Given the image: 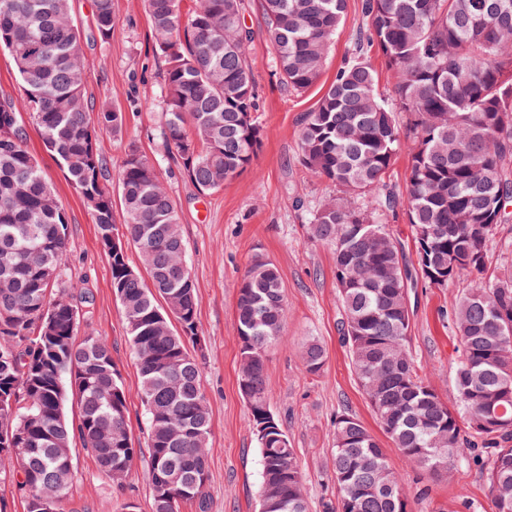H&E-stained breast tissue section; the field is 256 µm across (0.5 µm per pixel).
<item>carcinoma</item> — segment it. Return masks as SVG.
Here are the masks:
<instances>
[{
	"instance_id": "cac0c4a2",
	"label": "carcinoma",
	"mask_w": 512,
	"mask_h": 512,
	"mask_svg": "<svg viewBox=\"0 0 512 512\" xmlns=\"http://www.w3.org/2000/svg\"><path fill=\"white\" fill-rule=\"evenodd\" d=\"M163 66L162 137L196 189L211 194L249 167L261 147L256 93L241 23L244 0H145ZM346 0H263L280 84L302 93L319 81ZM366 29L352 56L300 118L305 169L336 186L314 211L308 239L332 247L350 366L383 443L356 417L334 427L337 512H409L389 453L433 475L459 459L477 464L495 512H512V239L500 237L512 205V0H364ZM95 30L112 37V0H94ZM80 31L69 0H0V50L13 59L23 96L0 104V350L22 360L0 367V480L24 476L27 512L50 501L62 512L73 480L74 438L116 481L142 449L128 427L127 393L99 336L77 339L78 304L63 306L69 224L28 150L20 113L81 195L111 267L141 379L148 418L153 512L192 503L207 512L211 418L190 347L198 341L195 286L185 263L177 206L157 168L131 145L119 169L126 222L112 220V190L92 140L122 131L126 115L91 117ZM393 73L395 97L376 89L365 48ZM405 114V123L396 114ZM408 151L405 192L386 176ZM403 208L415 257L381 218ZM434 229L426 242L419 228ZM123 229L147 277L112 246ZM501 263L487 275L493 250ZM434 288L462 275L471 288L448 315L460 343L456 396L444 401L409 351L412 270ZM288 308L279 272L256 259L238 288V389L250 421L269 411L268 347L282 339ZM306 374L325 366L316 341L302 349ZM75 399L77 421L66 417ZM259 512H308L305 478L280 421L257 436Z\"/></svg>"
}]
</instances>
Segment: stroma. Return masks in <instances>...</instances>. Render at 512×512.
<instances>
[{
	"mask_svg": "<svg viewBox=\"0 0 512 512\" xmlns=\"http://www.w3.org/2000/svg\"><path fill=\"white\" fill-rule=\"evenodd\" d=\"M362 3L348 0L318 85L297 94L278 81L260 0H245L244 24L252 33L246 52L258 93L262 146L245 171L228 180L221 191L203 196L179 174L162 148L164 84L154 61L144 0H113L116 23L105 44L96 35L94 0L70 2L81 32L87 100L93 107H115L126 114L121 134L104 130L97 140L109 184L117 185L124 151L136 145L156 165L179 210L186 261L197 289L202 340L198 360L211 418L206 449L208 512H258L262 458L248 406L238 390L240 343L235 321L240 279L254 258L269 260L278 268L288 306L283 339L266 353V376L270 409L287 432L307 480L309 512H336L332 448L337 417L349 414L372 433L380 431L342 342L343 311L332 250L307 238L311 214L336 189L303 167L298 137L301 115L334 79L365 25ZM27 145L68 217L64 277L91 289L95 297L93 307L80 314L77 334H94L109 343L127 392L132 437L137 445H145L148 423L140 378L96 226L56 159L43 150L32 124L27 127ZM469 286L466 277L446 288L420 282L411 294L415 306L410 352L418 370L447 402L455 398L453 364L458 345L448 326V312ZM310 339L317 340L326 354L325 366L316 376L302 371L301 350ZM73 464L76 477L64 512H153L147 455L138 457L119 484L98 468L82 445L73 447ZM394 465L409 493L411 512H495L474 464L456 462L439 476L399 459Z\"/></svg>",
	"mask_w": 512,
	"mask_h": 512,
	"instance_id": "35a3bbf8",
	"label": "stroma"
}]
</instances>
